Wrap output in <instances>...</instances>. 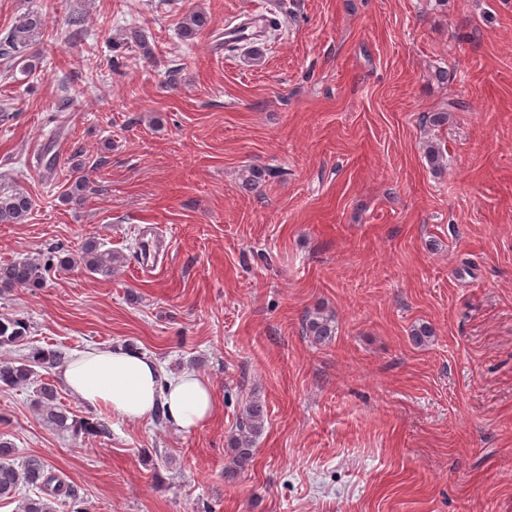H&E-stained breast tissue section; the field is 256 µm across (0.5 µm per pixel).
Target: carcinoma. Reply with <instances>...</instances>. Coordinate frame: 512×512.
I'll return each instance as SVG.
<instances>
[{
  "label": "carcinoma",
  "mask_w": 512,
  "mask_h": 512,
  "mask_svg": "<svg viewBox=\"0 0 512 512\" xmlns=\"http://www.w3.org/2000/svg\"><path fill=\"white\" fill-rule=\"evenodd\" d=\"M210 22L208 14L191 12L183 18L181 34L186 39L192 38L207 28ZM43 30L41 13H24L0 37V58L19 64L23 73L31 72L35 64L28 49ZM424 154L431 168H442L444 154L438 143L427 142ZM276 176L277 172L273 169L251 167L245 176V185L255 188L265 182L266 178ZM87 188L86 176L76 177L68 188L67 199L76 203L82 201ZM32 206V198L25 188L15 180L0 175V224L22 223L29 216ZM119 262L120 256L110 250L101 249L96 238L89 237L75 254L61 246H54L36 257L1 263L0 289H40L46 282L45 272L53 267L59 270L79 267L91 275L108 277ZM27 330L26 323L18 318H0V346L23 341ZM303 333L314 342L322 344L336 335V323L332 316L316 312L306 318ZM66 359L63 350L54 348H37L24 361L0 359V389L28 385L36 374V368L50 371L62 366ZM33 406L46 424L60 431L70 432L75 436L110 435L107 422L79 418L60 404L58 388L51 382H43L36 387ZM264 418V406L259 401H251L243 409L236 432L229 439L233 454L232 468L242 470L252 462L255 441L264 427ZM23 488L34 491V495L20 496ZM75 496L74 487L55 473L44 457H19L13 443L0 438L1 502L19 501L17 512H57L56 503L60 499Z\"/></svg>",
  "instance_id": "1"
}]
</instances>
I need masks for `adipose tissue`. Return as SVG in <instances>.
Listing matches in <instances>:
<instances>
[{
	"instance_id": "1",
	"label": "adipose tissue",
	"mask_w": 512,
	"mask_h": 512,
	"mask_svg": "<svg viewBox=\"0 0 512 512\" xmlns=\"http://www.w3.org/2000/svg\"><path fill=\"white\" fill-rule=\"evenodd\" d=\"M58 377L80 401L107 409L130 424L145 421L162 406L169 423L190 434L214 414L213 388L207 379L189 370L163 376L156 360L129 346L73 352Z\"/></svg>"
}]
</instances>
